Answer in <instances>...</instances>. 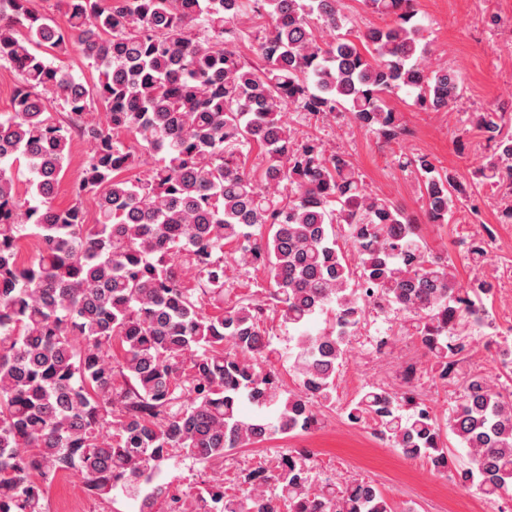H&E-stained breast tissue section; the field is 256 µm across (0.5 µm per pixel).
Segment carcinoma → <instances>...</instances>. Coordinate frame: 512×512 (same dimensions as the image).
<instances>
[{"mask_svg": "<svg viewBox=\"0 0 512 512\" xmlns=\"http://www.w3.org/2000/svg\"><path fill=\"white\" fill-rule=\"evenodd\" d=\"M364 2L394 22L342 34L343 0H60L62 27L29 0H0V61L19 76L12 111L0 113V512H45L69 474L95 498L121 490L137 512H395L370 481L314 485L301 451L242 471L231 493L207 473L240 448L318 426L371 308L413 316L427 372L455 387L456 404L441 425L410 390L420 375L411 364L405 388L369 386L343 408L347 421L371 422L404 458L438 471L449 464L447 430L466 451L462 482L488 498L512 489V393L485 373L460 376L469 336L487 326L491 282L462 285L417 219L370 190L347 155L282 120L287 106L346 112L393 141L404 132L388 104L397 92L424 110L453 108L457 77L424 67L413 0ZM248 14L271 28L231 25ZM319 25L336 37L320 41ZM242 41L256 44L260 64L240 54ZM47 51L81 53L97 79L82 82ZM472 122L488 143L473 183L429 155L396 158L418 176L428 224L448 223L481 185L512 219V113ZM76 136L91 149L60 207ZM255 147L258 174L248 167ZM147 157L144 176H127ZM87 194L97 198L92 223ZM26 237L38 244L28 263ZM176 259L194 267L198 287L183 285ZM228 260L267 273L269 297L224 299ZM272 314L294 341V390L270 361ZM488 345L512 365V344ZM244 401L253 416L240 415ZM174 457L203 466L185 493L161 477Z\"/></svg>", "mask_w": 512, "mask_h": 512, "instance_id": "cac0c4a2", "label": "carcinoma"}]
</instances>
